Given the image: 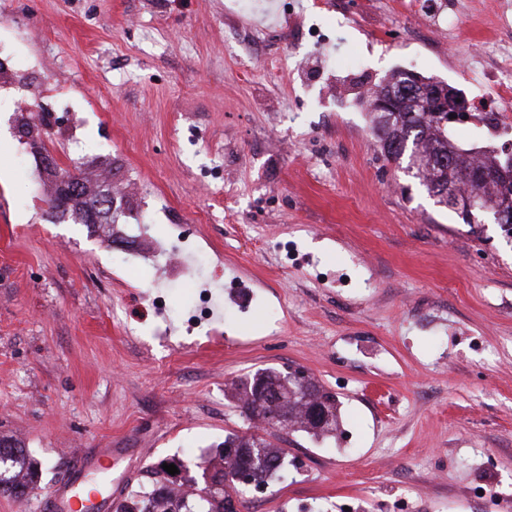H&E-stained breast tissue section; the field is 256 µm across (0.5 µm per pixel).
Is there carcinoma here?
I'll return each instance as SVG.
<instances>
[{
    "label": "carcinoma",
    "instance_id": "1",
    "mask_svg": "<svg viewBox=\"0 0 512 512\" xmlns=\"http://www.w3.org/2000/svg\"><path fill=\"white\" fill-rule=\"evenodd\" d=\"M443 103L429 91L419 98L399 97L398 112L388 118L379 112L375 117V130L381 153L419 180L427 193L441 203L439 195L450 191L457 181L466 180L481 196V207L467 217L452 209L466 224H481L496 215L495 207L512 197V175L498 173L504 162L489 159L479 165L461 160L462 153L448 138L449 113L442 111ZM62 177L82 185L65 208L56 204L50 194L51 213L74 224L97 227L116 223L117 210L97 207L105 192L99 188L90 192L84 180L68 169L61 168ZM260 386H273L276 395L265 398L258 393ZM237 396L243 402L242 414L279 415V425L292 431H302L315 437H324L336 430V396L318 386L311 379L288 380V375L274 367L256 370L240 379ZM249 463L254 466L258 479L268 484L281 476L288 466V453L272 442L252 434L230 432L224 437L215 455L200 458L189 467L176 464L180 477L174 481L156 470L159 479L150 491H139L113 506V512H225V499L242 500L249 488L235 481L236 467ZM42 477L41 468L26 449L0 439V494L20 499L30 495Z\"/></svg>",
    "mask_w": 512,
    "mask_h": 512
}]
</instances>
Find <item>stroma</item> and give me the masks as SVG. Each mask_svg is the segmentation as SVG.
<instances>
[{
    "mask_svg": "<svg viewBox=\"0 0 512 512\" xmlns=\"http://www.w3.org/2000/svg\"><path fill=\"white\" fill-rule=\"evenodd\" d=\"M0 0V438L42 467L28 500L105 475L125 494L227 433L285 448L240 512H512V244L435 204L384 160L372 87L408 68L464 98L512 40L501 0ZM451 18L442 39L425 29ZM319 25L323 44L299 42ZM46 155L106 170L123 214L104 241L51 217ZM464 150L512 133L449 127ZM187 224L214 321L186 340L195 283L123 261ZM165 287L170 338L142 307ZM336 393L335 437L256 427L228 396L260 368ZM100 448L125 449L99 472Z\"/></svg>",
    "mask_w": 512,
    "mask_h": 512,
    "instance_id": "1",
    "label": "stroma"
}]
</instances>
